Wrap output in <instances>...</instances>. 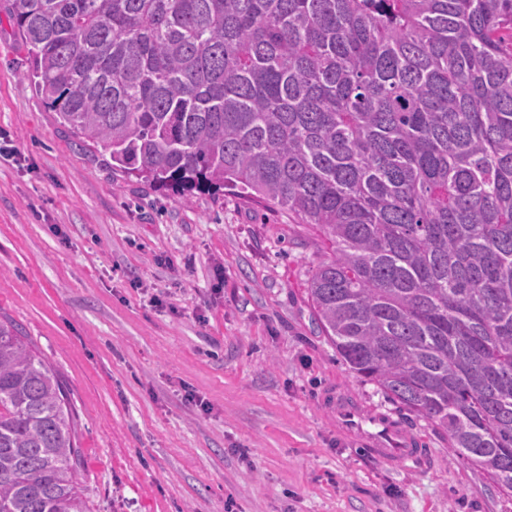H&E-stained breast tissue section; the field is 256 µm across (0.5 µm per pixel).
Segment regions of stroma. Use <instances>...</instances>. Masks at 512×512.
<instances>
[{"instance_id":"1","label":"stroma","mask_w":512,"mask_h":512,"mask_svg":"<svg viewBox=\"0 0 512 512\" xmlns=\"http://www.w3.org/2000/svg\"><path fill=\"white\" fill-rule=\"evenodd\" d=\"M0 9V317L59 374L89 512H512L425 420L426 466L336 434L343 390L398 417L339 360L306 295L331 256L287 210L188 196L80 144L24 78Z\"/></svg>"}]
</instances>
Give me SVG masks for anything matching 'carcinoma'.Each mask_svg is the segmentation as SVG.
Listing matches in <instances>:
<instances>
[{
    "label": "carcinoma",
    "instance_id": "cac0c4a2",
    "mask_svg": "<svg viewBox=\"0 0 512 512\" xmlns=\"http://www.w3.org/2000/svg\"><path fill=\"white\" fill-rule=\"evenodd\" d=\"M35 92L161 188L329 243L349 368L512 497V0H9ZM62 381L0 323V512H88Z\"/></svg>",
    "mask_w": 512,
    "mask_h": 512
}]
</instances>
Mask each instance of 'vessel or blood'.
<instances>
[{"label":"vessel or blood","instance_id":"1","mask_svg":"<svg viewBox=\"0 0 512 512\" xmlns=\"http://www.w3.org/2000/svg\"><path fill=\"white\" fill-rule=\"evenodd\" d=\"M330 411L340 435L364 446L374 459L390 464L419 458L421 451L407 428L383 413L364 409L350 394L336 393Z\"/></svg>","mask_w":512,"mask_h":512}]
</instances>
